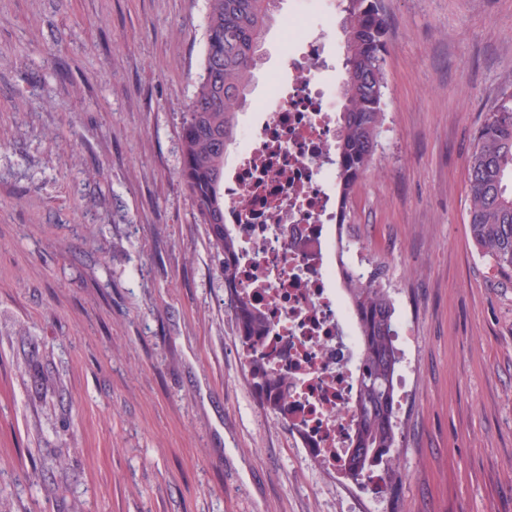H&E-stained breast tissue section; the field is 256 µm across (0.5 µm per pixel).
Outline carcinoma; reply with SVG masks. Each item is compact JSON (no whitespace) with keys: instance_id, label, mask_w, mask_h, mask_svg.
Here are the masks:
<instances>
[{"instance_id":"1","label":"carcinoma","mask_w":512,"mask_h":512,"mask_svg":"<svg viewBox=\"0 0 512 512\" xmlns=\"http://www.w3.org/2000/svg\"><path fill=\"white\" fill-rule=\"evenodd\" d=\"M278 0H208L206 43L188 117L181 130V177L197 218L209 226L217 250L226 255L237 242L224 227V158L235 141L236 115L247 102L253 71ZM346 15L342 105L332 164L342 207L369 170L378 147L384 112V70L377 65L385 49L387 19L380 0H342ZM509 93L489 113L467 161L470 206L467 224L479 254L501 270H512V76ZM381 273L346 276L344 297L360 341L358 393L352 408L356 444L348 475L363 476L393 460L395 448L394 378L400 363L395 306ZM237 272L224 263V285L237 314V335L251 348L266 324L236 287Z\"/></svg>"}]
</instances>
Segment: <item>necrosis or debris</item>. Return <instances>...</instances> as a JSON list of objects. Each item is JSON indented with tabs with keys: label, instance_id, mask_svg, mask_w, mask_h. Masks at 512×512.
Masks as SVG:
<instances>
[{
	"label": "necrosis or debris",
	"instance_id": "4bbe7bcc",
	"mask_svg": "<svg viewBox=\"0 0 512 512\" xmlns=\"http://www.w3.org/2000/svg\"><path fill=\"white\" fill-rule=\"evenodd\" d=\"M286 28L292 78L272 83L255 143L224 176V222L238 287L267 326L251 357L272 377L268 398L311 460L342 476L360 343L336 289V91L320 79L327 54L306 16Z\"/></svg>",
	"mask_w": 512,
	"mask_h": 512
}]
</instances>
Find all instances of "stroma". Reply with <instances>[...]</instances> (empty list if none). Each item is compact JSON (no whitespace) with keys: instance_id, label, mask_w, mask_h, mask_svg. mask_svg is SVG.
Returning <instances> with one entry per match:
<instances>
[{"instance_id":"35a3bbf8","label":"stroma","mask_w":512,"mask_h":512,"mask_svg":"<svg viewBox=\"0 0 512 512\" xmlns=\"http://www.w3.org/2000/svg\"><path fill=\"white\" fill-rule=\"evenodd\" d=\"M324 4L340 85V0H279L250 103L288 76L286 20ZM381 6L384 116L348 212L359 269L395 301L404 383L371 496L257 397L180 178L206 0H0V512H512V271L466 224L512 0Z\"/></svg>"}]
</instances>
